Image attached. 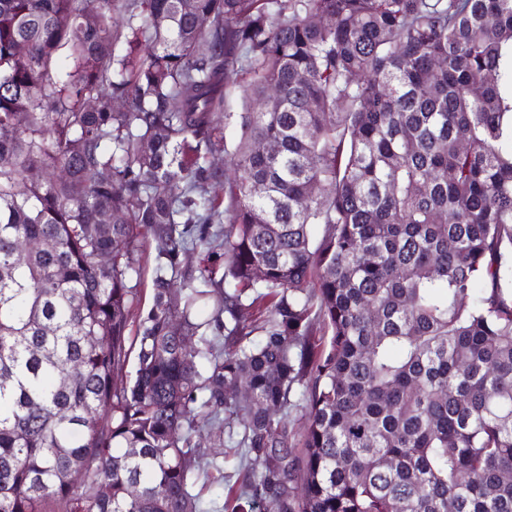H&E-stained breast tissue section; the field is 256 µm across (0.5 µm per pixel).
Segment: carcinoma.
Segmentation results:
<instances>
[{"label": "carcinoma", "mask_w": 512, "mask_h": 512, "mask_svg": "<svg viewBox=\"0 0 512 512\" xmlns=\"http://www.w3.org/2000/svg\"><path fill=\"white\" fill-rule=\"evenodd\" d=\"M221 223L224 335L160 267L129 342L141 243ZM231 459L214 512H512V0H0V512H204ZM226 112H235L232 113L234 114L233 118L227 120ZM237 112H242L241 88L238 85H231L224 100V111L214 115L215 122L220 129L221 140L218 151L211 158L214 166L225 171L226 174L231 173L233 151L240 136Z\"/></svg>", "instance_id": "cac0c4a2"}]
</instances>
